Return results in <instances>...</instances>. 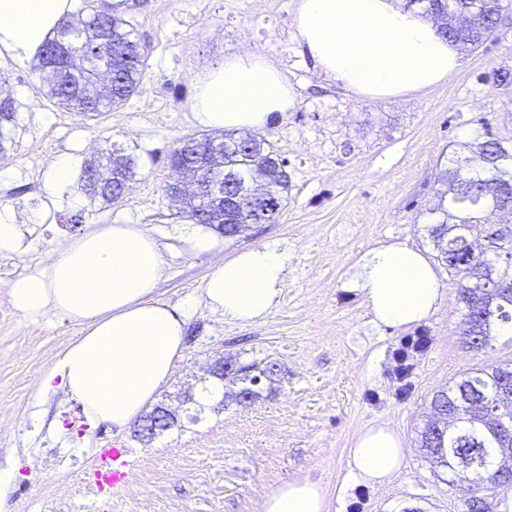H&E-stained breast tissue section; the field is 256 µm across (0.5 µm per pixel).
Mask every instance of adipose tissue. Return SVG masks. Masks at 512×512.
I'll use <instances>...</instances> for the list:
<instances>
[{"label": "adipose tissue", "instance_id": "obj_1", "mask_svg": "<svg viewBox=\"0 0 512 512\" xmlns=\"http://www.w3.org/2000/svg\"><path fill=\"white\" fill-rule=\"evenodd\" d=\"M71 8L72 0H0V59H35ZM293 26L320 70L370 99L424 91L460 65L457 47L401 0H298ZM295 104L281 72L248 52L207 72L191 110L200 126L244 132L265 129L275 113ZM163 270L160 245L141 225L111 224L56 247L44 267L9 286L18 314L53 310L80 325L40 389L59 385L80 403L89 426L128 427L155 400L182 355L185 322L157 295ZM286 274V257L277 248L238 252L206 279L205 304L226 319L254 323L271 312ZM358 286L374 323L395 328L429 318L444 298L430 262L398 244L368 253ZM404 457L391 428H371L349 450L347 480L384 485L400 473ZM263 512L330 510L323 485L304 478L269 495Z\"/></svg>", "mask_w": 512, "mask_h": 512}]
</instances>
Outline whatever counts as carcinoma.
Returning a JSON list of instances; mask_svg holds the SVG:
<instances>
[{"label": "carcinoma", "instance_id": "carcinoma-1", "mask_svg": "<svg viewBox=\"0 0 512 512\" xmlns=\"http://www.w3.org/2000/svg\"><path fill=\"white\" fill-rule=\"evenodd\" d=\"M141 0H84L59 23L39 52L33 71L44 95L60 108L87 118L113 112L136 93L148 69L149 51L128 17ZM432 20L453 9L455 25L447 39L476 49L493 38L502 21L503 0H406ZM16 106L0 89V152L12 141L10 124ZM234 133L214 132L180 138L171 153L192 166L199 178L194 192L163 187L169 205L187 221L224 227V236L244 233L252 224H273L288 202L290 177L276 167L280 155L262 135L257 145L237 144ZM137 162L121 144L89 160L78 192L101 207L122 199L136 174ZM221 172L237 177L224 198L208 192ZM270 183L259 199L242 195L243 183ZM423 226L435 259L456 283L459 336L464 347L485 354L502 330L512 326V137L487 131L462 141L450 151L448 165L437 174L434 196ZM287 375L276 360L238 363L224 375V389L254 392L273 388ZM512 382V366L486 365L434 389L418 444L436 469L448 472V484L463 480L479 496L465 501L464 512H496L492 501L500 488H512V472L500 469L499 449L512 448V436L497 429L496 408L504 381Z\"/></svg>", "mask_w": 512, "mask_h": 512}]
</instances>
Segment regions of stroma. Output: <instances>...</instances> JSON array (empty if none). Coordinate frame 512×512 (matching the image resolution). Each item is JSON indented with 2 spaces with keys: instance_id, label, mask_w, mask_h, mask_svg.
<instances>
[{
  "instance_id": "35a3bbf8",
  "label": "stroma",
  "mask_w": 512,
  "mask_h": 512,
  "mask_svg": "<svg viewBox=\"0 0 512 512\" xmlns=\"http://www.w3.org/2000/svg\"><path fill=\"white\" fill-rule=\"evenodd\" d=\"M298 0H147L133 16L149 68L137 93L118 111L83 118L42 94L30 63L0 60L16 101V127L0 176V204L22 223L28 249L0 254V467L16 476L0 512H42L44 493L68 497V512H261L266 497L298 478L320 481L331 512H463L464 493L437 479L415 446L431 392L489 363L512 362V342L498 339L486 354L462 348L457 335L456 284L434 264L444 299L421 324L402 328L373 322L356 274L366 253L399 243L432 257L422 227L440 162L463 129L488 123L512 136V89L496 87V70H512V8L493 40L462 52L448 81L395 101L370 100L339 86L305 54L292 25ZM262 54L278 68L296 105L276 113L264 136L288 163L292 188L275 223L254 224L195 255L177 238L181 219L162 192L173 172L174 142L201 134L191 102L198 81L225 57ZM128 148L137 174L121 201L102 209L64 186L48 198L43 180L57 156L85 164L111 143ZM38 211L45 223H30ZM109 224H139L162 245L159 297L173 307L192 304L185 344L165 402L194 384L209 356L232 352L243 361L269 357L288 375L252 407L183 415L179 427L142 446L130 429L88 428L80 404L62 388L39 394L56 354L79 331L66 315L28 320L10 306L8 288L45 266L66 240ZM282 251L288 274L272 313L252 324L224 319L202 298V286L222 259L261 245ZM427 329L432 343L418 357L407 394H399L393 352ZM386 425L405 450L397 478L377 487L346 488L348 450L366 430ZM223 431L224 450L210 448ZM124 448L150 482L122 494L68 495L96 448ZM58 452L71 467L51 471L34 486V458Z\"/></svg>"
}]
</instances>
